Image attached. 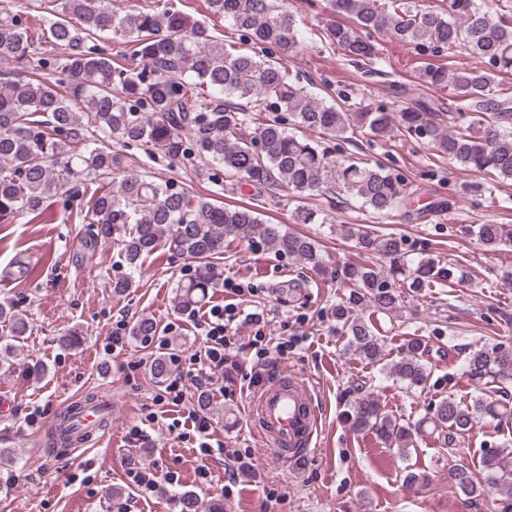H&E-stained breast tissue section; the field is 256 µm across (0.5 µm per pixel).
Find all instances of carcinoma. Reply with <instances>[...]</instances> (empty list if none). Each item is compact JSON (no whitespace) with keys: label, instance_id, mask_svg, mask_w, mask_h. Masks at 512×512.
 <instances>
[{"label":"carcinoma","instance_id":"carcinoma-1","mask_svg":"<svg viewBox=\"0 0 512 512\" xmlns=\"http://www.w3.org/2000/svg\"><path fill=\"white\" fill-rule=\"evenodd\" d=\"M55 20L38 35L22 26L19 6L0 0V65L27 64L24 74L6 72L0 82V223L38 217L50 200L75 183L98 182L111 188L90 198L83 221L96 227L91 242L117 236L129 276L113 282L123 294L143 258L160 245L199 263V269L177 282L175 307L188 310L216 287L224 271L214 260L225 242L243 234L262 250L287 255L303 265L325 270L317 242L268 224L248 207H226L211 198L195 197L170 180L133 172L123 147L157 149L173 159H192L224 167V175L273 195L295 200L315 194H347L375 219L401 208L412 194L404 178L361 158L331 155L319 139L347 140L361 133L373 138L411 137L432 147L436 155L464 169L491 177V194L500 179H512V97L497 95V78L512 72V12L490 11L476 0H448L446 7H425L415 0H326L319 33L329 47L354 62L378 58L372 33L385 31L422 54L443 51L465 54L480 65L448 70L429 66L419 73L420 86L455 91L448 107L454 128L435 121L434 107L416 103L376 112L327 104L304 90L299 77L281 62L298 45L294 16L275 11L272 0H207L209 12L232 21L238 50L201 24L189 25L166 9L120 11L112 0H48ZM346 16L350 23L338 21ZM128 46L142 62L130 68L112 59L99 43ZM62 75L56 81L38 72ZM299 224H328L319 210L298 205ZM466 232L487 250L512 247L511 224H478ZM347 236L358 247L389 263L348 264L336 270L346 288L336 304V318L348 332L349 346L374 362L382 344L363 312L388 311L401 299V281L416 291L451 287L461 280L462 264L452 254L405 265L409 246L396 233L358 224ZM27 319L12 302L0 301V372L15 370ZM132 333L144 340L157 335L150 318L138 320ZM427 343L410 338L403 356L388 368L407 390L426 386L431 371ZM173 356H155L150 370L160 381L171 374ZM463 374L493 389L462 405L443 399L414 426L392 418L373 391L359 382L348 390L349 416L359 430L408 456L413 434L427 430L442 437L455 457L461 439L476 420L512 417V353L496 346L470 351ZM484 480L456 462L449 468L452 487L467 500L494 489L496 512H512V462L503 448L483 454Z\"/></svg>","mask_w":512,"mask_h":512}]
</instances>
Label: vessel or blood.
I'll return each mask as SVG.
<instances>
[{
    "label": "vessel or blood",
    "mask_w": 512,
    "mask_h": 512,
    "mask_svg": "<svg viewBox=\"0 0 512 512\" xmlns=\"http://www.w3.org/2000/svg\"><path fill=\"white\" fill-rule=\"evenodd\" d=\"M72 415L79 428L73 438L99 430L112 402L102 396L72 402ZM320 411L308 382L284 370L272 375L250 402V420L256 433L278 457L295 459L309 452L318 428Z\"/></svg>",
    "instance_id": "obj_1"
}]
</instances>
